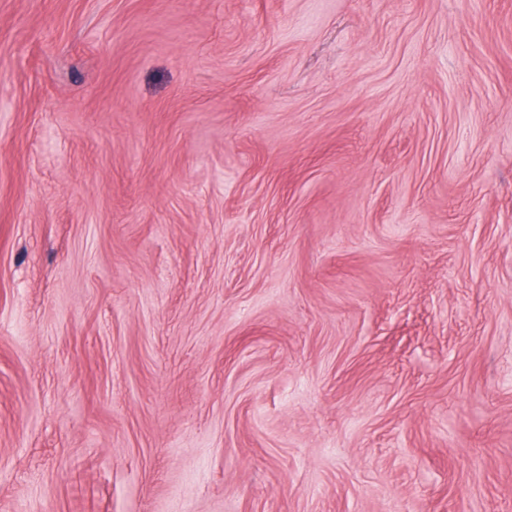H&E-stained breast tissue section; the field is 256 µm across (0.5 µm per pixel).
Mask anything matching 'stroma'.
<instances>
[{
  "label": "stroma",
  "instance_id": "35a3bbf8",
  "mask_svg": "<svg viewBox=\"0 0 512 512\" xmlns=\"http://www.w3.org/2000/svg\"><path fill=\"white\" fill-rule=\"evenodd\" d=\"M0 512H512V0H0Z\"/></svg>",
  "mask_w": 512,
  "mask_h": 512
}]
</instances>
